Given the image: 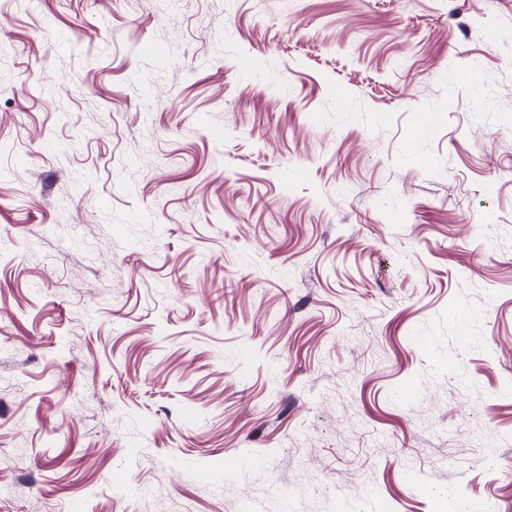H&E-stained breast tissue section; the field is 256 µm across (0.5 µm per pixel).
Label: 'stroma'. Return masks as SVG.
Segmentation results:
<instances>
[{
	"label": "stroma",
	"instance_id": "stroma-1",
	"mask_svg": "<svg viewBox=\"0 0 512 512\" xmlns=\"http://www.w3.org/2000/svg\"><path fill=\"white\" fill-rule=\"evenodd\" d=\"M511 465L512 0H0V512Z\"/></svg>",
	"mask_w": 512,
	"mask_h": 512
}]
</instances>
